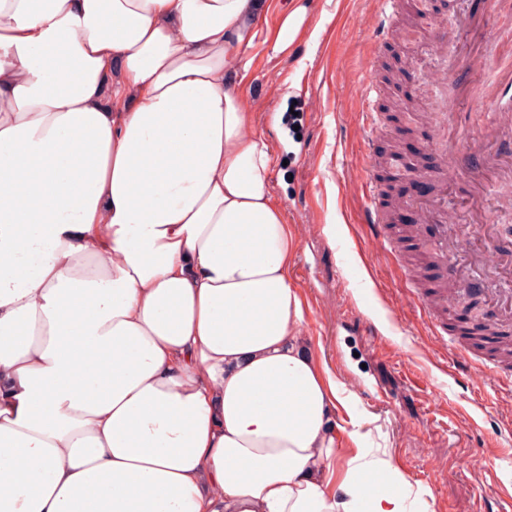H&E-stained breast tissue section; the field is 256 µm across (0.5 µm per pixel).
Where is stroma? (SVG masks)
I'll return each mask as SVG.
<instances>
[{
	"mask_svg": "<svg viewBox=\"0 0 512 512\" xmlns=\"http://www.w3.org/2000/svg\"><path fill=\"white\" fill-rule=\"evenodd\" d=\"M271 8L257 27L248 51L250 65L239 76L249 111L272 110L287 117L297 108L296 96H285L290 76L305 77L322 109L310 118V145L300 161L276 165L271 186L280 204L295 203V219L307 214L328 215L336 226L331 243L312 240L298 246L295 277L305 307L303 330L320 361L332 368L351 395L349 411L363 415L369 436L362 449L386 450L394 465L424 494L414 512H486L499 490H512V430L502 421L512 412V400L497 394L482 371L470 385L457 383L449 368L461 330L473 327L474 312L490 316L484 291L496 287L494 278L474 285L455 309L448 335H435L413 299L418 282H381L378 267L367 257L369 230L359 216L364 196H345L342 184L363 164L366 148L382 151L389 140L422 148L434 132L425 122L386 120L373 143L356 134L353 115L337 109L340 93L336 59L324 44L333 37L349 58L364 49L346 20L372 0H270ZM305 7L318 27L303 32L300 54L277 52L269 39L281 12L290 5ZM491 0H441L426 16L407 5L412 26L407 44L419 70L433 67L427 38L440 24L457 16L489 12ZM461 47L473 49L477 61L512 49V16L501 13L490 31L472 38L461 35ZM375 324L379 339L365 336L354 320Z\"/></svg>",
	"mask_w": 512,
	"mask_h": 512,
	"instance_id": "stroma-1",
	"label": "stroma"
}]
</instances>
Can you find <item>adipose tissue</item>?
I'll use <instances>...</instances> for the list:
<instances>
[{"label":"adipose tissue","instance_id":"ef3b65f1","mask_svg":"<svg viewBox=\"0 0 512 512\" xmlns=\"http://www.w3.org/2000/svg\"><path fill=\"white\" fill-rule=\"evenodd\" d=\"M264 0H0V512H408L317 359L234 82Z\"/></svg>","mask_w":512,"mask_h":512}]
</instances>
